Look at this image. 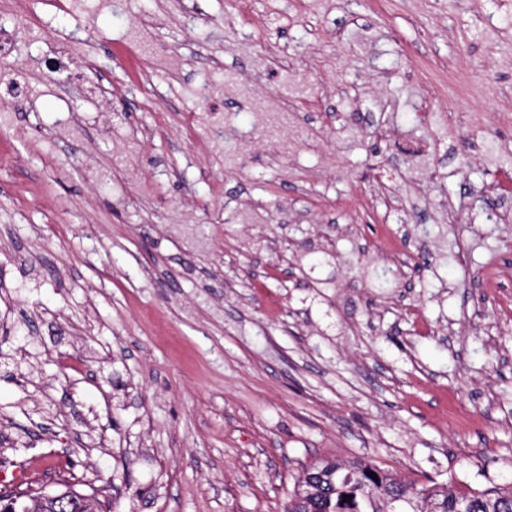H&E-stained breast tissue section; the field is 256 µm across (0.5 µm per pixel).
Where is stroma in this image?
Listing matches in <instances>:
<instances>
[{
	"label": "stroma",
	"mask_w": 512,
	"mask_h": 512,
	"mask_svg": "<svg viewBox=\"0 0 512 512\" xmlns=\"http://www.w3.org/2000/svg\"><path fill=\"white\" fill-rule=\"evenodd\" d=\"M26 2L31 53L96 38L0 128V473L110 512H284L325 459L512 482V0Z\"/></svg>",
	"instance_id": "obj_1"
}]
</instances>
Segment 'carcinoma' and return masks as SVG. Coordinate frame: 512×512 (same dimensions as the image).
I'll use <instances>...</instances> for the list:
<instances>
[{"label":"carcinoma","instance_id":"carcinoma-1","mask_svg":"<svg viewBox=\"0 0 512 512\" xmlns=\"http://www.w3.org/2000/svg\"><path fill=\"white\" fill-rule=\"evenodd\" d=\"M375 473L372 478L369 473ZM305 477L319 480L313 494L298 484L288 512H512V483L480 491L453 484L407 482L362 461L322 462ZM349 500H344V496Z\"/></svg>","mask_w":512,"mask_h":512}]
</instances>
